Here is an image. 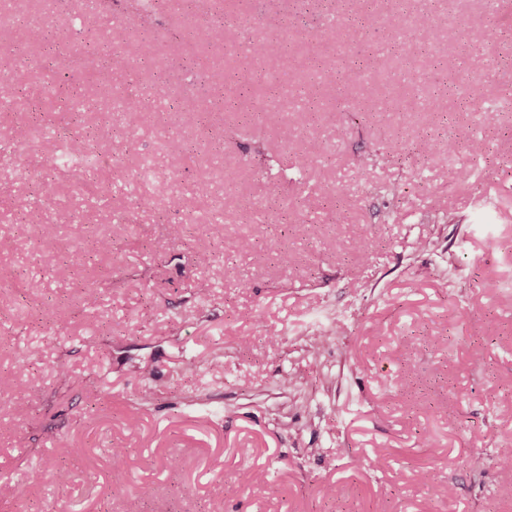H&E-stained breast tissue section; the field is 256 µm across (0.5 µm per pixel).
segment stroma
Segmentation results:
<instances>
[{"mask_svg":"<svg viewBox=\"0 0 512 512\" xmlns=\"http://www.w3.org/2000/svg\"><path fill=\"white\" fill-rule=\"evenodd\" d=\"M10 7L0 81L32 98L54 75L29 28L79 55L131 40L141 52L84 83L98 190L74 193L64 143L31 138L25 113L0 109V512H512L500 493L512 464L496 459L512 441L501 0H368L372 30L356 0H215L216 15L238 18L220 48L183 9ZM415 12L438 21L416 30L408 57L393 22ZM262 18L278 21L281 50L256 61L243 29ZM331 21L359 42L348 97V59L308 31ZM484 26L494 40L471 49L463 29ZM144 69L155 79L129 135L115 99ZM262 70L288 87L274 115ZM172 137L190 148L177 167ZM474 137L486 143L476 160ZM314 142L331 153L297 168ZM46 178L58 197L42 205ZM25 204L40 223L19 220ZM53 464L69 483L29 485Z\"/></svg>","mask_w":512,"mask_h":512,"instance_id":"obj_1","label":"stroma"}]
</instances>
